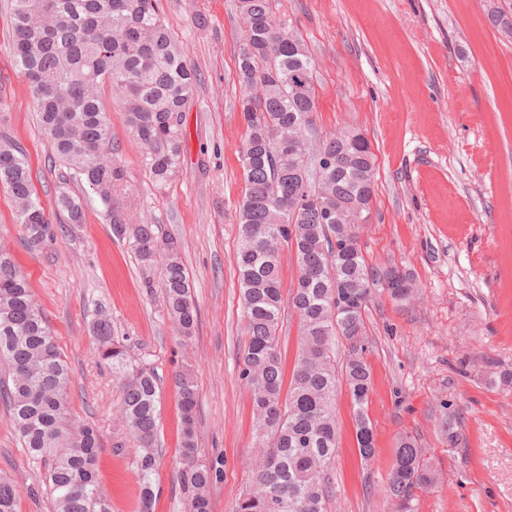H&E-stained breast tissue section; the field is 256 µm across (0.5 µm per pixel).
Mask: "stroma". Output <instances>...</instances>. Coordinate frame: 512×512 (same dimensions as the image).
Masks as SVG:
<instances>
[{"instance_id": "obj_1", "label": "stroma", "mask_w": 512, "mask_h": 512, "mask_svg": "<svg viewBox=\"0 0 512 512\" xmlns=\"http://www.w3.org/2000/svg\"><path fill=\"white\" fill-rule=\"evenodd\" d=\"M291 18L315 60L316 137L351 126L370 141L377 181L360 244L369 263L414 273L402 305L374 291L366 310L372 369L367 413L376 454L361 459L347 390L336 396L338 448L327 512H395L385 492L400 437L415 438L435 469L416 512H512V38L488 19L498 0H271ZM165 21L201 74L183 119L182 162L163 184L141 165L126 116L105 100L128 223L174 239L194 281L199 321L175 334L161 290L146 291L128 242L113 239L96 194L85 221L40 251L22 241L14 201L0 187V245L27 275L71 370L75 415L100 434L99 479L112 512H137L139 449L118 418L121 389L97 363L95 311L110 318L129 354L160 379L155 512H185L177 478L180 415L175 373L197 386L199 456L224 459L212 512H232L252 485L260 450L252 399L239 379L246 336L235 272L244 190L237 0H161ZM0 134L28 156L51 206L61 171L36 125L14 63L8 0H0ZM459 419L455 437L443 423ZM0 473L22 489L17 512H53L44 466L32 463L0 400Z\"/></svg>"}]
</instances>
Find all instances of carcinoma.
Segmentation results:
<instances>
[{"mask_svg": "<svg viewBox=\"0 0 512 512\" xmlns=\"http://www.w3.org/2000/svg\"><path fill=\"white\" fill-rule=\"evenodd\" d=\"M238 3L245 22L238 71L246 135L236 268L247 334L239 377L252 391L264 458L255 466L253 488L235 499L233 512H325L324 471L336 453L334 405L342 385L355 406L359 455L369 460L375 454L364 321L372 289L379 286L403 302L414 290L415 276L370 265L362 254L358 224L370 211L376 174L368 139L341 130L309 158L314 60L297 28L287 17L273 15L271 0ZM10 9L19 76L50 141L49 162L65 169L50 214L33 195L26 154L10 138L0 139V186L16 203L24 246L41 250L55 229L84 223L83 202L65 185H87L105 207L112 236L132 244L141 268L163 264L168 314L180 337L191 338L198 311L178 245L159 240L150 224L126 223L112 195L125 174L114 158L118 148L102 101L107 88L142 147L149 176L167 182L182 161L183 113L201 75L165 25L160 0H10ZM489 22L511 37L512 0L492 7ZM285 248L298 267L290 300L300 325L286 392L278 336ZM92 330L99 361L122 387V422L140 448L138 510L152 512L158 379L153 368L131 358L105 314H98ZM338 338L346 346L339 373L331 363ZM2 361L7 374L0 395L8 399L22 447L47 470L55 512H112L97 481L98 430L72 417L70 367L27 278L0 246ZM176 379L182 415L179 481L186 509L211 512L210 489L224 480V464L220 458L198 459L195 384L186 374ZM434 478L416 440L401 438L385 487L396 512H414L415 492ZM18 499V486L0 474V512H16Z\"/></svg>", "mask_w": 512, "mask_h": 512, "instance_id": "obj_1", "label": "carcinoma"}]
</instances>
